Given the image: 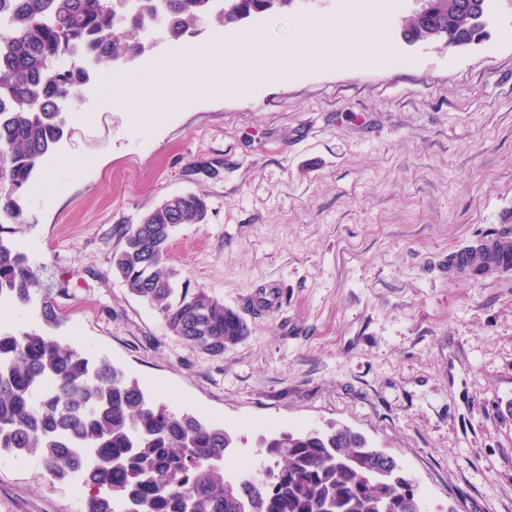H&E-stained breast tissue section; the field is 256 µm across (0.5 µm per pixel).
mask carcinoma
Here are the masks:
<instances>
[{
    "label": "carcinoma",
    "instance_id": "1",
    "mask_svg": "<svg viewBox=\"0 0 512 512\" xmlns=\"http://www.w3.org/2000/svg\"><path fill=\"white\" fill-rule=\"evenodd\" d=\"M296 0H0V308H24L39 285L37 271L12 239L28 223L22 193L65 136L60 102L80 97L91 77L114 71L150 50L122 31L158 28L175 42L206 23L235 29ZM458 0H434V25L412 15L402 36L482 40L493 0L476 13ZM83 64L66 71L55 61ZM207 205L177 194L122 228L112 268L129 291L156 307L168 330L213 357L249 329L234 308L199 289L178 288L166 267L180 224H200ZM44 324L63 317L50 294ZM234 432L151 399L137 379L103 359L62 343L50 332L0 331V454L38 456L56 478L84 475L92 489L85 512H423L397 493L412 484L395 460L381 468L375 450L347 427L281 431L262 437L270 464L257 474L224 470Z\"/></svg>",
    "mask_w": 512,
    "mask_h": 512
}]
</instances>
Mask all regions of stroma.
I'll list each match as a JSON object with an SVG mask.
<instances>
[{
  "instance_id": "1",
  "label": "stroma",
  "mask_w": 512,
  "mask_h": 512,
  "mask_svg": "<svg viewBox=\"0 0 512 512\" xmlns=\"http://www.w3.org/2000/svg\"><path fill=\"white\" fill-rule=\"evenodd\" d=\"M393 54L365 68L303 69L183 99L203 69L171 76L141 129L143 85L83 89L70 137L23 198L15 238L51 294L56 334L120 365L152 398L232 429L265 467L264 425L330 423L394 456L426 512H512V270H449L448 252L512 239V0L464 48L409 44L412 0H361ZM340 0L243 25L270 44ZM205 196L168 264L237 309L250 334L214 358L172 335L112 270L121 229L175 194ZM273 296L254 313L258 292ZM88 487L40 457L0 455V512H82Z\"/></svg>"
}]
</instances>
